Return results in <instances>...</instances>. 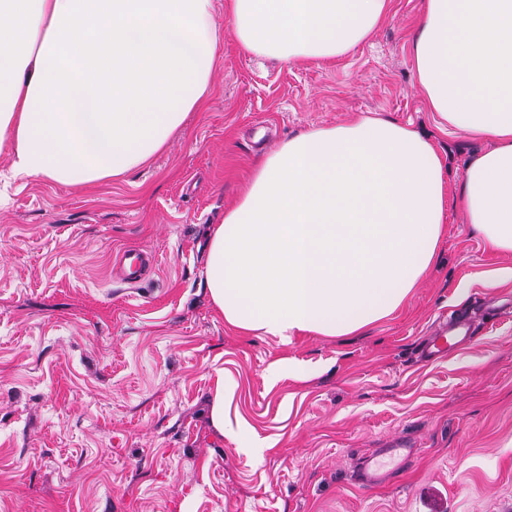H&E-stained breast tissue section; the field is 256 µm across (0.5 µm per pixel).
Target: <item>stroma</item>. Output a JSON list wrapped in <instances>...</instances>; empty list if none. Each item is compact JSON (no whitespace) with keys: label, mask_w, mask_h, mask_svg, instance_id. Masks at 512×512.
I'll list each match as a JSON object with an SVG mask.
<instances>
[{"label":"stroma","mask_w":512,"mask_h":512,"mask_svg":"<svg viewBox=\"0 0 512 512\" xmlns=\"http://www.w3.org/2000/svg\"><path fill=\"white\" fill-rule=\"evenodd\" d=\"M349 55L284 64L223 34L202 111L145 166L90 187L11 179L0 154V512H512V267L450 211L437 260L390 317L292 343L229 326L205 288L206 234L260 157L362 115L423 132L447 185L486 140L448 133L416 81L423 0ZM155 255L120 280L125 248ZM466 289L457 301L458 289ZM472 310L477 339L428 362L441 315ZM290 359L306 381L271 378ZM233 382L224 426L210 421ZM414 446L408 465L381 457ZM380 459L375 487L355 479Z\"/></svg>","instance_id":"35a3bbf8"}]
</instances>
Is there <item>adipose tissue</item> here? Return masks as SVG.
<instances>
[{
	"mask_svg": "<svg viewBox=\"0 0 512 512\" xmlns=\"http://www.w3.org/2000/svg\"><path fill=\"white\" fill-rule=\"evenodd\" d=\"M213 0H0V152L13 179L84 186L146 165L210 91ZM241 50L351 53L390 0H225ZM430 111L488 140L457 200L512 255V0H424L412 38ZM432 141L379 116L288 138L209 232L205 285L232 327L291 343L390 317L432 265L447 209Z\"/></svg>",
	"mask_w": 512,
	"mask_h": 512,
	"instance_id": "adipose-tissue-1",
	"label": "adipose tissue"
}]
</instances>
